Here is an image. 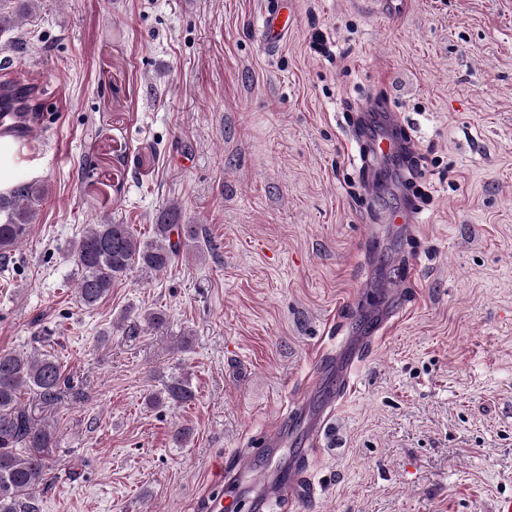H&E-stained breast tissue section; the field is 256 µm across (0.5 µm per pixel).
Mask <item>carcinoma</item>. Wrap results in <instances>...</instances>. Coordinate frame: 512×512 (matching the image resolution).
I'll use <instances>...</instances> for the list:
<instances>
[{
	"label": "carcinoma",
	"mask_w": 512,
	"mask_h": 512,
	"mask_svg": "<svg viewBox=\"0 0 512 512\" xmlns=\"http://www.w3.org/2000/svg\"><path fill=\"white\" fill-rule=\"evenodd\" d=\"M36 6L38 0H0V34L18 27L19 19L33 14ZM47 195L46 183L23 176L0 193V265L13 259ZM179 218L174 205L156 214L151 241L139 239L130 225L109 217L86 225L72 246L80 304L86 309L97 307L116 281L135 270L145 276L168 270L181 247L198 241L194 225L182 224ZM64 385L66 378L55 356L0 351V512H40L33 493L51 471L50 449L56 447V440L49 426L32 416L23 398L53 406ZM194 399L189 380L175 377L150 402L181 406Z\"/></svg>",
	"instance_id": "obj_1"
}]
</instances>
